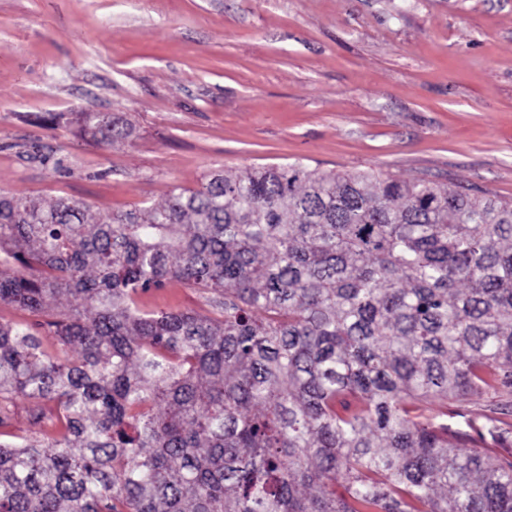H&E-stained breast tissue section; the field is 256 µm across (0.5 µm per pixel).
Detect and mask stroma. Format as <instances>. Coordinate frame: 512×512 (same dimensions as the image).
I'll return each mask as SVG.
<instances>
[{"instance_id": "35a3bbf8", "label": "stroma", "mask_w": 512, "mask_h": 512, "mask_svg": "<svg viewBox=\"0 0 512 512\" xmlns=\"http://www.w3.org/2000/svg\"><path fill=\"white\" fill-rule=\"evenodd\" d=\"M80 110L134 132L102 146ZM298 159L512 199V0H0L11 195L121 211Z\"/></svg>"}]
</instances>
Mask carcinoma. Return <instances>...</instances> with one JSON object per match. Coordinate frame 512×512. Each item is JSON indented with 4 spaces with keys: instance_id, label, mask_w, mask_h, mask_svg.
Masks as SVG:
<instances>
[{
    "instance_id": "cac0c4a2",
    "label": "carcinoma",
    "mask_w": 512,
    "mask_h": 512,
    "mask_svg": "<svg viewBox=\"0 0 512 512\" xmlns=\"http://www.w3.org/2000/svg\"><path fill=\"white\" fill-rule=\"evenodd\" d=\"M174 284L202 307L141 309ZM0 305V512H512L495 194L302 159L116 212L0 190Z\"/></svg>"
}]
</instances>
